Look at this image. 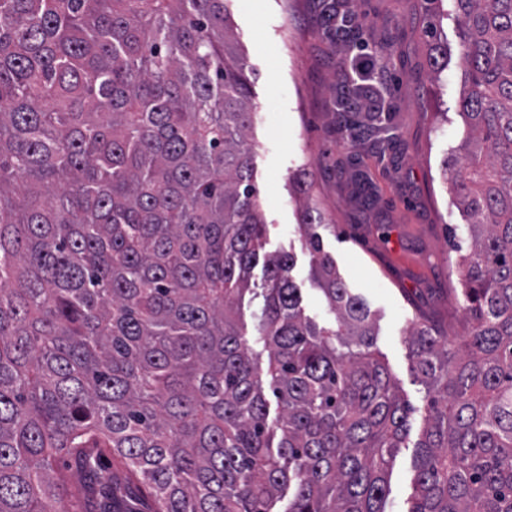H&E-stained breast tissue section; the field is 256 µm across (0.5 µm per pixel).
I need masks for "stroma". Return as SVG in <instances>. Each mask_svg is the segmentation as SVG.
Returning a JSON list of instances; mask_svg holds the SVG:
<instances>
[{
	"instance_id": "1",
	"label": "stroma",
	"mask_w": 512,
	"mask_h": 512,
	"mask_svg": "<svg viewBox=\"0 0 512 512\" xmlns=\"http://www.w3.org/2000/svg\"><path fill=\"white\" fill-rule=\"evenodd\" d=\"M227 0L245 56L257 113L250 131L255 183L268 224V250L293 252L292 275L308 315L327 309L309 279V253L298 229V204L288 176L313 175L314 192L328 223L323 244L348 288L377 319V347L412 408L411 430L390 475L386 512H406L413 492L414 445L428 411L424 385L409 357V333L419 316L454 332L464 317L461 276L448 237L463 219L442 171V161L462 139L457 100L459 28L452 0H354L361 26L349 43L323 34L320 0ZM448 48V67L434 75L426 28ZM390 45V58L369 65L368 82L383 87L394 110L398 137L377 148L366 115L355 118L360 143L350 146L331 110L340 66L363 60L359 44ZM69 478L58 506L92 512L86 482L73 458H62Z\"/></svg>"
}]
</instances>
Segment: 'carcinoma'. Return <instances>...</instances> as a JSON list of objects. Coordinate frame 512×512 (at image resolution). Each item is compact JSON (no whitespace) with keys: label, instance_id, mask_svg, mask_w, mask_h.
<instances>
[{"label":"carcinoma","instance_id":"obj_1","mask_svg":"<svg viewBox=\"0 0 512 512\" xmlns=\"http://www.w3.org/2000/svg\"><path fill=\"white\" fill-rule=\"evenodd\" d=\"M453 2L466 341L411 332L429 413L407 512H512V0ZM322 10L328 34L358 26ZM246 69L224 0H0V512H54L55 457L98 474L106 451L153 512H386L411 408L311 181L291 188L331 320L266 251ZM364 81L341 67L332 111L388 141Z\"/></svg>","mask_w":512,"mask_h":512}]
</instances>
